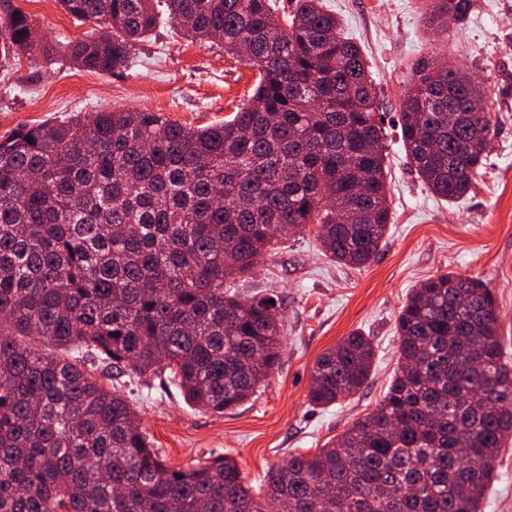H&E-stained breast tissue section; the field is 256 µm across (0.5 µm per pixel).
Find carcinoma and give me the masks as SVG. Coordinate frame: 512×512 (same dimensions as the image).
Returning <instances> with one entry per match:
<instances>
[{"label":"carcinoma","mask_w":512,"mask_h":512,"mask_svg":"<svg viewBox=\"0 0 512 512\" xmlns=\"http://www.w3.org/2000/svg\"><path fill=\"white\" fill-rule=\"evenodd\" d=\"M58 2L95 26L66 45L91 72L128 67L158 25L154 0ZM164 2L174 28L245 55L259 80L220 123L108 110L0 139V512H480L512 437V366L480 278L413 289L383 399L257 490L226 457L167 466L129 399L92 372H166L189 405L232 410L279 363L281 298L224 284L310 225L326 256L363 268L391 224L386 113L322 0ZM468 8L439 11L455 22ZM34 50L33 23L3 5L0 68ZM412 70L400 140L433 194L461 199L489 158L488 105L475 110L486 93L445 57ZM374 358L360 332L338 342L315 362L310 401L356 395Z\"/></svg>","instance_id":"carcinoma-1"}]
</instances>
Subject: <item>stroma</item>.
Here are the masks:
<instances>
[{
	"mask_svg": "<svg viewBox=\"0 0 512 512\" xmlns=\"http://www.w3.org/2000/svg\"><path fill=\"white\" fill-rule=\"evenodd\" d=\"M325 0L360 47L387 114L385 149L393 222L370 265L334 263L314 230L282 236L244 290L282 297L281 359L268 385L236 409L215 414L188 405L156 375L121 377L137 417L174 469L210 457L234 459L259 486L270 465L315 452L372 412L398 367L396 319L412 288L446 272L481 278L499 316L503 359L512 364V0H470L449 31L433 8L442 0ZM30 16L41 50L0 70V137L22 124L66 122L105 109L149 110L181 124L223 121L256 81L223 47L190 40L168 22L137 46L129 68L94 73L62 58L64 46L92 25L74 20L58 0H7ZM452 57L488 94L495 126L489 161L472 192L454 203L435 196L411 169L394 124L411 86L412 63ZM369 336L376 355L368 383L354 397L317 407L309 400L317 358L350 333ZM481 512H512V440L501 450Z\"/></svg>",
	"mask_w": 512,
	"mask_h": 512,
	"instance_id": "stroma-1",
	"label": "stroma"
}]
</instances>
